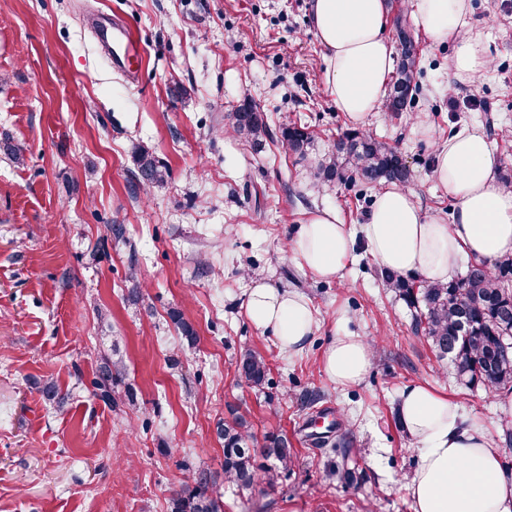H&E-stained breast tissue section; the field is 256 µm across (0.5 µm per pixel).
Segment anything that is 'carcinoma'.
Masks as SVG:
<instances>
[{
  "mask_svg": "<svg viewBox=\"0 0 512 512\" xmlns=\"http://www.w3.org/2000/svg\"><path fill=\"white\" fill-rule=\"evenodd\" d=\"M394 26L400 53L385 108L397 116L407 109L417 92L418 57L402 15L395 17ZM228 127L255 144L273 134L267 118L249 101L228 115ZM278 132L294 154L306 157L311 142L308 126L296 119L279 125ZM135 159L142 183L153 186L165 181L168 170L158 163L151 148L138 146ZM316 177L344 184L358 180L370 186L382 181L405 185L411 173L397 148L362 131L347 130L318 162ZM381 281L414 309L415 331L427 337L439 357L451 358L458 376L467 384L512 392V355L503 356L499 342V337L512 334V257L497 259L491 265L476 262L468 266L463 276L445 284L388 270L381 273ZM236 367L239 376L254 387H261L268 380L266 360L252 350L240 355ZM123 374L122 362L103 360L93 380L94 395L113 404L112 385ZM219 434L224 440V477L242 489L262 481L273 484L279 470L287 469L291 462L288 440L271 435L261 445V455L270 465L257 468L254 449L250 448L253 438L241 414L230 413ZM192 481L193 486L171 495L170 512H223L217 480L198 471Z\"/></svg>",
  "mask_w": 512,
  "mask_h": 512,
  "instance_id": "obj_1",
  "label": "carcinoma"
}]
</instances>
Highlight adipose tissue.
<instances>
[{"instance_id":"adipose-tissue-1","label":"adipose tissue","mask_w":512,"mask_h":512,"mask_svg":"<svg viewBox=\"0 0 512 512\" xmlns=\"http://www.w3.org/2000/svg\"><path fill=\"white\" fill-rule=\"evenodd\" d=\"M423 33L437 42L456 34L451 67L455 81L470 82L491 69L484 34L469 24V0H412ZM389 0H311L310 21L326 51L325 82L336 108L363 125L382 102L392 73V47L383 35ZM499 158L484 130H454L434 156L432 178L454 199L451 221L427 214L411 190L377 192L362 234L379 267L419 272L447 282L459 258L494 262L512 255V189L496 179ZM292 249L314 277L340 279L353 250L346 226L326 211L301 225ZM246 314L271 331L281 352H304L316 326L313 308L296 292L257 282L247 293ZM371 345L360 336L336 337L323 370L340 387L358 384L372 364ZM401 421L417 447L408 483L413 512H512V467L485 427L426 386L405 388Z\"/></svg>"}]
</instances>
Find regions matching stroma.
Wrapping results in <instances>:
<instances>
[{"instance_id": "obj_1", "label": "stroma", "mask_w": 512, "mask_h": 512, "mask_svg": "<svg viewBox=\"0 0 512 512\" xmlns=\"http://www.w3.org/2000/svg\"><path fill=\"white\" fill-rule=\"evenodd\" d=\"M310 0H0V143H25L24 163L0 151V512H168L199 469L222 473L216 428L236 409L256 437H287L294 461L274 485L223 481L224 512H413L417 462L398 417L400 391L426 385L480 421L512 466V417L483 386L461 384L382 288L359 232L375 189L320 184L279 136L225 134L243 101L302 119L322 157L350 122L325 83V50ZM491 71L446 86L456 39L431 42L416 22L420 91L399 118L371 115L365 132L406 159L424 211L454 202L432 179L437 148L458 124L483 128L512 181V0H470ZM124 23L140 43L134 73L115 70L90 26ZM431 137H421L417 120ZM170 171L145 188L134 147ZM335 212L355 234L341 280L314 278L292 250L299 225ZM125 228L123 238L110 225ZM298 292L317 317L302 354H282L244 308L251 280ZM140 286L131 302L128 291ZM197 334L186 347L170 318ZM370 342L363 381L339 387L322 368L341 332ZM269 382L241 381L244 348ZM122 361L116 406L95 396L103 358ZM54 382L47 400L40 388ZM316 401L302 406L301 398Z\"/></svg>"}]
</instances>
